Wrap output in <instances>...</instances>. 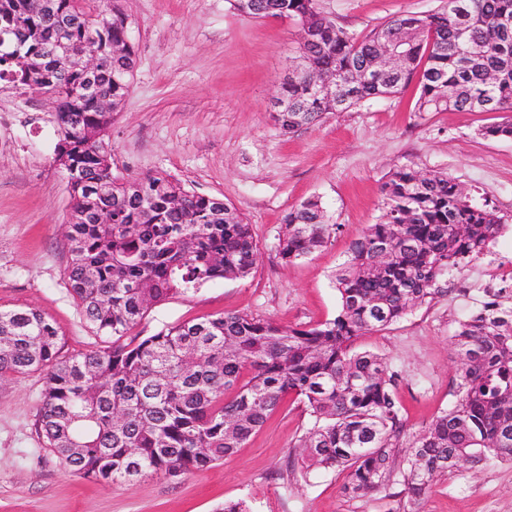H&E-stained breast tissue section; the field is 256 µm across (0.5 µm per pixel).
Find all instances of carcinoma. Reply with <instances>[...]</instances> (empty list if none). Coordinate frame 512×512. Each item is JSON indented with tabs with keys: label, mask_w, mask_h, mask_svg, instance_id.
I'll list each match as a JSON object with an SVG mask.
<instances>
[{
	"label": "carcinoma",
	"mask_w": 512,
	"mask_h": 512,
	"mask_svg": "<svg viewBox=\"0 0 512 512\" xmlns=\"http://www.w3.org/2000/svg\"><path fill=\"white\" fill-rule=\"evenodd\" d=\"M234 6L250 17L306 25L300 66L281 85L286 108L275 121L284 134L416 79L417 111L501 112L479 134L512 138V0H447L439 12L396 16L360 40L315 0ZM90 35L104 48L91 75L60 68L47 52ZM400 36L408 39L404 57L374 73L383 46ZM136 62L129 17L110 0H0V84L63 94L54 122L55 161L70 196L66 284L98 339L91 350L67 355L41 311H0V379L44 373L36 426L60 463L107 485L201 471L234 455L287 395L309 416L294 443L301 452L288 466L304 475L345 471L351 497L384 489L399 459L411 504L439 476L512 460V290L493 291L459 321L455 400L406 442L396 372L382 355L356 349L360 337L447 294L448 275L481 259L502 229L495 210L473 204L446 172L406 165L387 176L381 216L336 273L334 318L284 328L224 313L119 342L152 306L249 276L258 251L253 226L223 199L165 173L112 174L105 133ZM312 71L336 76L344 94L313 91ZM334 233L321 202L306 200L284 216L277 255L287 263L305 259Z\"/></svg>",
	"instance_id": "1"
}]
</instances>
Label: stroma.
Here are the masks:
<instances>
[{"mask_svg":"<svg viewBox=\"0 0 512 512\" xmlns=\"http://www.w3.org/2000/svg\"><path fill=\"white\" fill-rule=\"evenodd\" d=\"M318 9L360 38L388 19L441 10L445 0H316ZM128 14L137 64L107 138L112 171L131 179L168 173L188 189L233 205L252 224L258 258L244 279H219L153 306L133 328L224 313L302 327L333 318L335 276L352 242L382 212L381 185L396 168L444 171L476 205L504 224L493 247L512 261V139L485 138L489 112H419L418 84L373 98L316 124L281 134L273 100L297 63L301 27L293 20L248 17L232 0H119ZM56 104L40 89L0 91V310L35 308L54 322L70 353L94 338L69 294L66 225L70 199L55 161ZM318 198L338 229L309 258L284 263L276 253L282 219ZM492 270L475 261L448 277L453 291L414 308L360 348L385 357L399 374L407 436L418 434L454 401L458 361L451 338L478 309ZM45 388L40 373L0 383V512H218L244 501L251 512H406L400 471L382 492L344 494L345 476L290 473L286 462L303 432L304 406L286 398L242 448L208 469L153 475L109 486L70 474L36 431ZM419 512H512V461L493 459L437 478Z\"/></svg>","mask_w":512,"mask_h":512,"instance_id":"35a3bbf8","label":"stroma"}]
</instances>
